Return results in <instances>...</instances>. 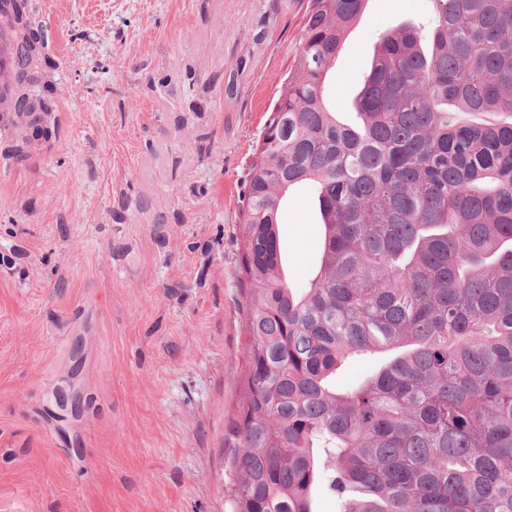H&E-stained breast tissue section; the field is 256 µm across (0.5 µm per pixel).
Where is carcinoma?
<instances>
[{
	"label": "carcinoma",
	"mask_w": 512,
	"mask_h": 512,
	"mask_svg": "<svg viewBox=\"0 0 512 512\" xmlns=\"http://www.w3.org/2000/svg\"><path fill=\"white\" fill-rule=\"evenodd\" d=\"M368 0H310L300 47L247 174L238 288L247 370L224 427V512H512V125H455L448 108L512 112V0H431L374 46L353 101L325 83ZM19 113L54 69L25 39ZM308 182L320 270L284 279L278 213ZM397 354L358 386L353 354Z\"/></svg>",
	"instance_id": "carcinoma-1"
}]
</instances>
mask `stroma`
Segmentation results:
<instances>
[{"label":"stroma","mask_w":512,"mask_h":512,"mask_svg":"<svg viewBox=\"0 0 512 512\" xmlns=\"http://www.w3.org/2000/svg\"><path fill=\"white\" fill-rule=\"evenodd\" d=\"M37 2L50 136L0 133V512H224L246 168L309 0ZM429 11L370 0L326 86L343 122L379 36ZM279 234L303 291L324 235L312 185L289 191ZM386 360L351 356L330 384Z\"/></svg>","instance_id":"stroma-1"}]
</instances>
